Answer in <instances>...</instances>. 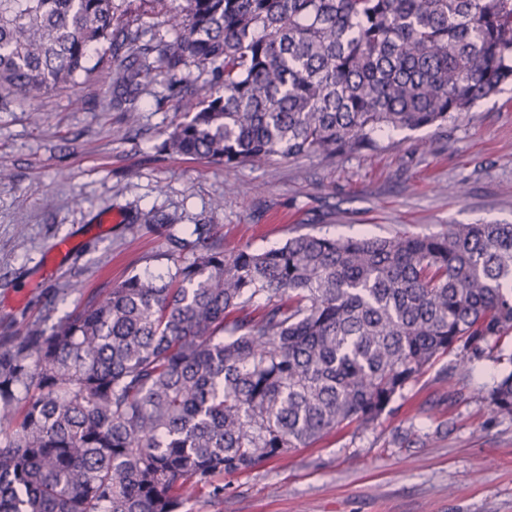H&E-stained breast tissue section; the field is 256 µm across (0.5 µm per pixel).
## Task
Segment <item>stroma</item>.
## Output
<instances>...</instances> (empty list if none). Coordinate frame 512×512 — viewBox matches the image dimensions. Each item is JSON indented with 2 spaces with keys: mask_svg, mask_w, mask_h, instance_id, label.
<instances>
[{
  "mask_svg": "<svg viewBox=\"0 0 512 512\" xmlns=\"http://www.w3.org/2000/svg\"><path fill=\"white\" fill-rule=\"evenodd\" d=\"M112 68L0 108V337L51 325L131 275L164 272L171 237L224 232L226 250L299 232L336 238L512 224V85L440 126L381 135L375 150L233 166L159 153L187 118L163 81L137 123L112 109ZM162 215L148 224L144 214ZM72 250L56 257L57 240ZM450 353L389 405L309 448L224 479L180 512H512V418L484 396L506 367L485 353L454 373Z\"/></svg>",
  "mask_w": 512,
  "mask_h": 512,
  "instance_id": "stroma-1",
  "label": "stroma"
}]
</instances>
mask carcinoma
Returning <instances> with one entry per match:
<instances>
[{
	"mask_svg": "<svg viewBox=\"0 0 512 512\" xmlns=\"http://www.w3.org/2000/svg\"><path fill=\"white\" fill-rule=\"evenodd\" d=\"M0 0V106L112 63V107L168 75L191 117L159 146L231 166L335 158L440 126L512 83V0ZM224 94L194 102L190 68ZM88 292L0 344V512H180L343 426L366 430L436 361L512 334V224L224 250ZM512 418V370L487 390ZM117 15L124 14L123 19L133 26L147 22L160 24L164 18L157 14L158 9L152 0H116Z\"/></svg>",
	"mask_w": 512,
	"mask_h": 512,
	"instance_id": "obj_1",
	"label": "carcinoma"
}]
</instances>
